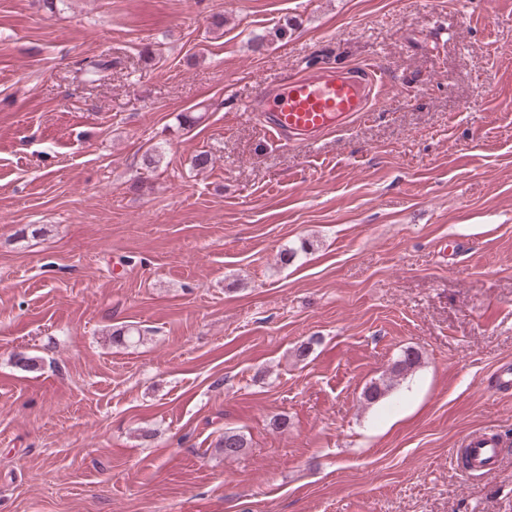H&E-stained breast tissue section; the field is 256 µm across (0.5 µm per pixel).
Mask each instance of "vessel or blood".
Listing matches in <instances>:
<instances>
[{"instance_id": "vessel-or-blood-1", "label": "vessel or blood", "mask_w": 512, "mask_h": 512, "mask_svg": "<svg viewBox=\"0 0 512 512\" xmlns=\"http://www.w3.org/2000/svg\"><path fill=\"white\" fill-rule=\"evenodd\" d=\"M384 83V74L375 65L323 70L288 79L277 92H260L246 110L259 113L271 142L309 146L346 126L351 117L365 115L376 87ZM462 445L470 470H489L500 461V442L494 434H468Z\"/></svg>"}]
</instances>
